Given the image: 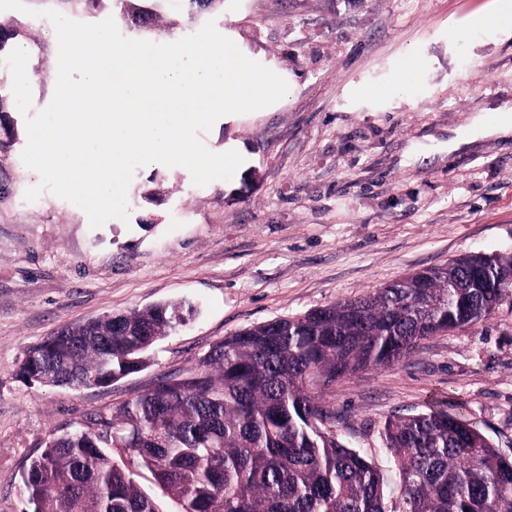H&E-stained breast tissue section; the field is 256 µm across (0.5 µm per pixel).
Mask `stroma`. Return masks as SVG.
<instances>
[{
  "label": "stroma",
  "mask_w": 512,
  "mask_h": 512,
  "mask_svg": "<svg viewBox=\"0 0 512 512\" xmlns=\"http://www.w3.org/2000/svg\"><path fill=\"white\" fill-rule=\"evenodd\" d=\"M490 0H225L217 30L288 80L262 111L218 120L200 141L238 147L232 179L195 185L153 163L134 173L127 219L91 227L74 203L43 191L25 166V119L0 67V117L17 138L0 146V512H23L22 474L51 433L107 413L165 375L196 366L215 342L272 319L372 293L404 275L474 253H512V137L482 133L475 116L512 103V29L472 28ZM0 11L36 43L32 111L51 101L58 52L42 13L98 23L94 9L25 0ZM157 31L179 37L209 19L155 0ZM418 63L410 84L395 69ZM365 85L384 87L362 97ZM155 191L156 201L144 195ZM190 302L186 327L159 340L143 369L104 387L21 380L26 348L58 329L164 302ZM331 427L386 464L387 420L444 407L512 456V290L483 323L422 340L390 366L322 391Z\"/></svg>",
  "instance_id": "1"
}]
</instances>
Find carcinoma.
Wrapping results in <instances>:
<instances>
[{"label":"carcinoma","mask_w":512,"mask_h":512,"mask_svg":"<svg viewBox=\"0 0 512 512\" xmlns=\"http://www.w3.org/2000/svg\"><path fill=\"white\" fill-rule=\"evenodd\" d=\"M178 2L205 16L224 7ZM119 3L129 29L151 30L150 9ZM511 288V254L479 270L455 258L232 333L187 372L52 434L24 472L25 512H164L140 487L145 472L174 512H512V457L456 414L385 422L397 493L386 469L319 427L325 386L400 361L443 321L477 325ZM194 315L189 303L162 302L62 328L26 349L17 375L106 386L139 371L152 345Z\"/></svg>","instance_id":"carcinoma-1"}]
</instances>
